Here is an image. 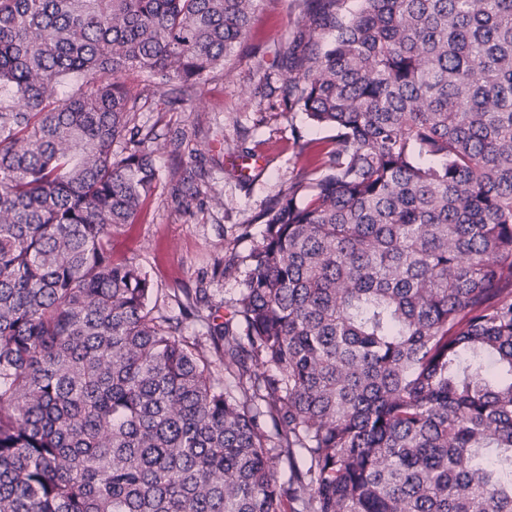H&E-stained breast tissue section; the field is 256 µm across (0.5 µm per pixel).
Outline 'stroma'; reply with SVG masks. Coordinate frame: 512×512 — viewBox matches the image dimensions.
Instances as JSON below:
<instances>
[{"mask_svg":"<svg viewBox=\"0 0 512 512\" xmlns=\"http://www.w3.org/2000/svg\"><path fill=\"white\" fill-rule=\"evenodd\" d=\"M309 22L304 0H261L248 38L224 72L177 107L154 89L136 123L154 131L158 188L135 223L112 243L114 261H130L154 285L151 300L172 316L215 261L244 260L260 239L259 214L306 164L299 146L330 145L333 132L284 109L274 65ZM207 170L208 181L197 177Z\"/></svg>","mask_w":512,"mask_h":512,"instance_id":"35a3bbf8","label":"stroma"}]
</instances>
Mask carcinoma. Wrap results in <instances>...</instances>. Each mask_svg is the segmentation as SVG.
<instances>
[{"instance_id": "carcinoma-1", "label": "carcinoma", "mask_w": 512, "mask_h": 512, "mask_svg": "<svg viewBox=\"0 0 512 512\" xmlns=\"http://www.w3.org/2000/svg\"><path fill=\"white\" fill-rule=\"evenodd\" d=\"M310 1L278 90L334 145L217 324L112 261L127 77L195 88L258 0H0V512H512V0Z\"/></svg>"}]
</instances>
